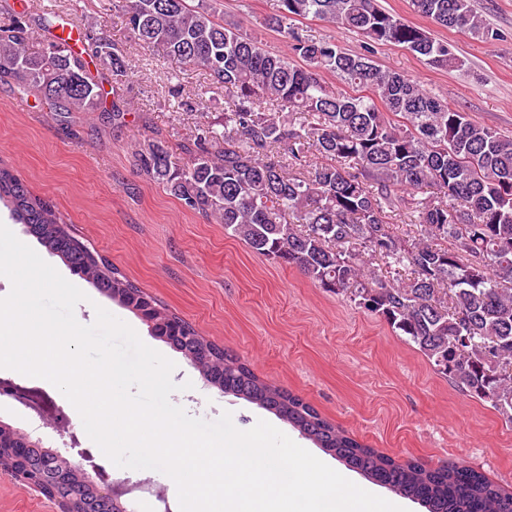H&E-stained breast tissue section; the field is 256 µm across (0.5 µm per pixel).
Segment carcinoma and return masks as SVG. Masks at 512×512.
Here are the masks:
<instances>
[{
    "label": "carcinoma",
    "mask_w": 512,
    "mask_h": 512,
    "mask_svg": "<svg viewBox=\"0 0 512 512\" xmlns=\"http://www.w3.org/2000/svg\"><path fill=\"white\" fill-rule=\"evenodd\" d=\"M277 31L289 52L275 54L210 4L129 0L125 22L146 47L206 71L224 87V122L200 116L184 162L166 142L147 138L134 153L136 173L255 253L294 265L320 287L344 295L385 321L467 395L512 422V140L471 120L403 75L372 59L377 45L401 46L434 67L463 61L426 30L383 9L378 0H279ZM413 11L449 29L486 39L490 30L471 0H410ZM313 17L364 39V52L302 37L292 21ZM46 20L0 25V82L46 102L57 116H124L86 61L50 41L35 48ZM95 55L116 77L132 66L108 40ZM330 74L352 92H338ZM279 111L270 112L268 107ZM291 114L286 119L281 112ZM315 143L324 162L308 177L288 168L306 162ZM434 187L437 195L419 190ZM0 204L50 254L119 305L147 302L166 319L161 335L200 363L216 389L274 413L317 447L374 484L426 512H512V493L469 467L429 469L361 443L300 396L259 378L239 358L90 249L47 198L0 162ZM416 214L415 236L395 234L386 213ZM451 239L440 248L438 239ZM379 260L392 274L373 265Z\"/></svg>",
    "instance_id": "obj_1"
}]
</instances>
